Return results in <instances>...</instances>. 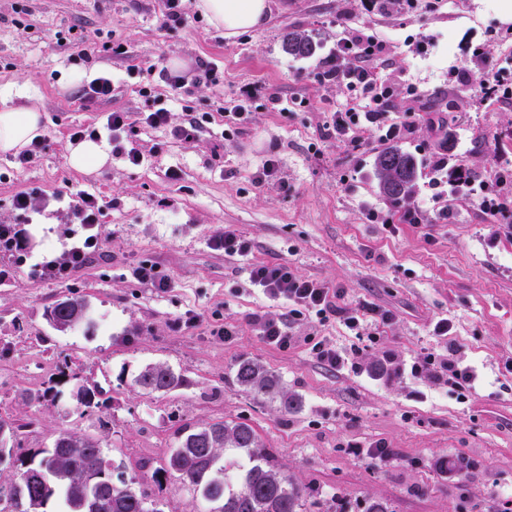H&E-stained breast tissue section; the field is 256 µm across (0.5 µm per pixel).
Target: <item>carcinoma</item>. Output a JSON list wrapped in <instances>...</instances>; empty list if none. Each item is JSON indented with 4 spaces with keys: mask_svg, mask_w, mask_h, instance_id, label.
<instances>
[{
    "mask_svg": "<svg viewBox=\"0 0 512 512\" xmlns=\"http://www.w3.org/2000/svg\"><path fill=\"white\" fill-rule=\"evenodd\" d=\"M288 55L305 59L319 44L295 32L284 35ZM380 197L395 209L411 199L421 163L400 144H389L373 157ZM48 323L64 332L90 326L89 304L76 297L59 299L45 311ZM234 382L241 389L279 400L288 413L298 406L281 380L251 359L240 360ZM187 385L183 375L164 364L145 367L132 378L134 390L145 395L168 393ZM101 391L95 384H79L74 391L84 411L100 408ZM163 464L128 480L114 482L105 467L103 448L86 436L61 432L52 447L35 451L20 463L12 484L21 488L19 504L0 512H47L53 499L62 512H163L148 506L137 485L145 479L157 484L172 481L204 504V512H305L304 491L291 481L272 449L265 447L246 422L215 421L181 428L162 457Z\"/></svg>",
    "mask_w": 512,
    "mask_h": 512,
    "instance_id": "obj_1",
    "label": "carcinoma"
}]
</instances>
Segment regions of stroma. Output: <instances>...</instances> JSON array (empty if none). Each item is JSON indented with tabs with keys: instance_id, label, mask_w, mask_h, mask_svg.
Returning <instances> with one entry per match:
<instances>
[{
	"instance_id": "35a3bbf8",
	"label": "stroma",
	"mask_w": 512,
	"mask_h": 512,
	"mask_svg": "<svg viewBox=\"0 0 512 512\" xmlns=\"http://www.w3.org/2000/svg\"><path fill=\"white\" fill-rule=\"evenodd\" d=\"M475 2L461 0L452 15L448 0H420L404 16L373 10L367 0H270L266 25L228 40L194 9L184 26L163 28V0H28L20 15L15 0H0V84L24 85L42 114L29 163L0 154V224L24 225L34 256L58 255L79 230L68 210L75 194H94L101 205V248L69 279L46 280L32 265L0 259V420L29 423L12 453L0 457V486L63 429L95 435L129 478L140 462L159 464L183 423L244 421L289 477L313 491L307 512H326L333 501L341 512H364L371 500L392 512H512V225L486 217L479 189L512 163V100L484 101L457 80L465 72L479 84L496 66L512 46V12L466 24ZM289 30L315 37L317 53L288 56L282 41ZM357 30L387 43V54L372 63L392 90L386 122L409 108L421 113L401 143L422 164L414 199L426 223L370 222V212H391L372 169L379 132L357 128L364 145L355 151L328 130L352 95L313 74ZM450 37L455 63L421 67ZM201 60L215 82L189 83L176 94L163 81V68L189 75ZM102 73L116 85L112 99L85 102L83 82ZM253 84L266 93L242 128L226 114ZM414 89L420 99L411 97ZM271 94L277 106L268 103ZM159 108L168 125H146L144 115ZM113 111L127 113L120 139L140 151V164L113 152L95 171L73 170V132L103 127ZM204 112L209 120L193 138L173 136V127ZM443 152L477 184L435 199L428 182ZM271 154L279 160L273 181L255 185L254 172ZM21 192L33 194L32 210L14 209ZM228 227L251 240L249 255L212 248ZM282 259L302 276L344 289V307L377 305L392 321L373 325L372 342L336 317L289 318L287 303L267 298L248 275L252 263ZM142 260L161 267L168 288L133 278ZM64 297L89 303L92 328L59 332L47 324L46 308ZM189 311L201 322L174 329ZM215 311L236 326L231 340L210 335L206 319ZM264 315L289 319L287 351L258 335L251 319ZM441 318L451 324L445 337L431 332ZM319 341L349 352L348 362L335 369L319 362L311 352ZM429 353L469 367L473 385L459 389L411 373ZM242 358L278 375L299 408L282 412L235 385ZM159 362L187 386L132 391V377ZM65 366L99 387L102 413L82 412L69 383L57 396L26 402ZM379 442L391 452L388 461L353 453ZM459 456L469 470L451 467Z\"/></svg>"
}]
</instances>
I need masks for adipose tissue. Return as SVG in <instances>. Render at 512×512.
<instances>
[{
	"mask_svg": "<svg viewBox=\"0 0 512 512\" xmlns=\"http://www.w3.org/2000/svg\"><path fill=\"white\" fill-rule=\"evenodd\" d=\"M195 7L225 38L261 27L267 20L269 0H195ZM27 93L16 84L0 85V153H19L41 133V114L26 104Z\"/></svg>",
	"mask_w": 512,
	"mask_h": 512,
	"instance_id": "obj_1",
	"label": "adipose tissue"
}]
</instances>
